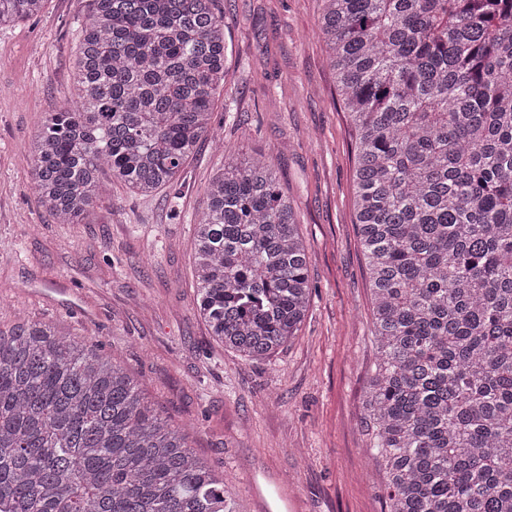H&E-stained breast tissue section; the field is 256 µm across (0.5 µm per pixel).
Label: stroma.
Returning a JSON list of instances; mask_svg holds the SVG:
<instances>
[{"label":"stroma","mask_w":512,"mask_h":512,"mask_svg":"<svg viewBox=\"0 0 512 512\" xmlns=\"http://www.w3.org/2000/svg\"><path fill=\"white\" fill-rule=\"evenodd\" d=\"M226 82L217 150L202 142L181 190L113 184L86 224H59L28 178L29 145L70 79L87 0H45L0 27V322L51 321L122 361L194 452L225 474L238 512L253 478L286 475L301 512H386L362 424L374 370L368 272L354 224L355 132L327 48L321 0H221ZM262 152L293 200L312 296L300 330L272 357L218 345L195 308L194 215L227 156Z\"/></svg>","instance_id":"stroma-1"}]
</instances>
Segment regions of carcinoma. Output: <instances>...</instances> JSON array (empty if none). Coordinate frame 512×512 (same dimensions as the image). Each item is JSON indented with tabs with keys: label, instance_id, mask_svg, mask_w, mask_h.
I'll return each mask as SVG.
<instances>
[{
	"label": "carcinoma",
	"instance_id": "cac0c4a2",
	"mask_svg": "<svg viewBox=\"0 0 512 512\" xmlns=\"http://www.w3.org/2000/svg\"><path fill=\"white\" fill-rule=\"evenodd\" d=\"M44 0H0V26ZM217 0H88L72 79L32 140L60 224L105 176L179 189L224 87ZM356 132L354 208L377 362L364 402L388 512H512V0H322ZM195 215L197 308L248 360L294 339L312 283L272 159L231 158ZM95 345L0 326V512H237L224 475Z\"/></svg>",
	"mask_w": 512,
	"mask_h": 512
}]
</instances>
